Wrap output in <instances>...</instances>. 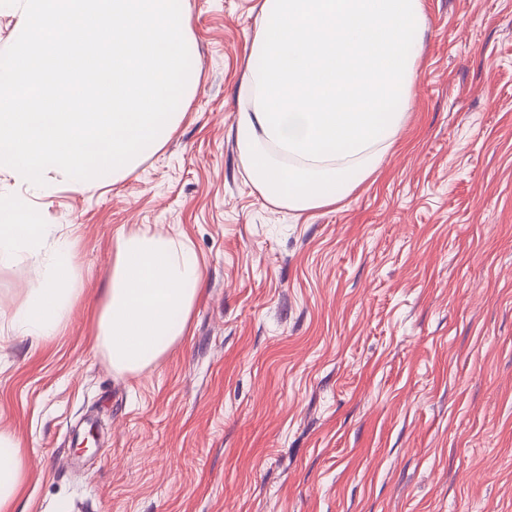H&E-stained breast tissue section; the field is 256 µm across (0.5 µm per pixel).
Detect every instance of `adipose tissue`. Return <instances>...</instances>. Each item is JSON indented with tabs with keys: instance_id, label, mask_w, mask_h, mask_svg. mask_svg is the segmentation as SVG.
I'll list each match as a JSON object with an SVG mask.
<instances>
[{
	"instance_id": "1",
	"label": "adipose tissue",
	"mask_w": 512,
	"mask_h": 512,
	"mask_svg": "<svg viewBox=\"0 0 512 512\" xmlns=\"http://www.w3.org/2000/svg\"><path fill=\"white\" fill-rule=\"evenodd\" d=\"M427 27L423 0H260L244 106L234 126L254 187L302 213L336 205L384 163L409 108ZM21 198L0 203V266L42 255L44 286L14 312L43 340L67 318L79 284L70 247ZM202 270L183 243L143 227L118 236L97 339L114 369L136 374L185 335ZM27 453L0 433V512H11Z\"/></svg>"
}]
</instances>
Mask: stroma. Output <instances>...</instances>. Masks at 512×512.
Segmentation results:
<instances>
[{
    "mask_svg": "<svg viewBox=\"0 0 512 512\" xmlns=\"http://www.w3.org/2000/svg\"><path fill=\"white\" fill-rule=\"evenodd\" d=\"M200 61L165 145L118 182L0 173L73 246L55 336L14 333L39 261L0 267V432L16 512H512V0H424L411 107L381 170L296 213L233 136L257 0H188ZM196 254L183 339L137 374L95 338L112 247ZM96 431L93 454L74 435ZM27 453L10 435L0 433V511H11L24 481Z\"/></svg>",
    "mask_w": 512,
    "mask_h": 512,
    "instance_id": "obj_1",
    "label": "stroma"
}]
</instances>
